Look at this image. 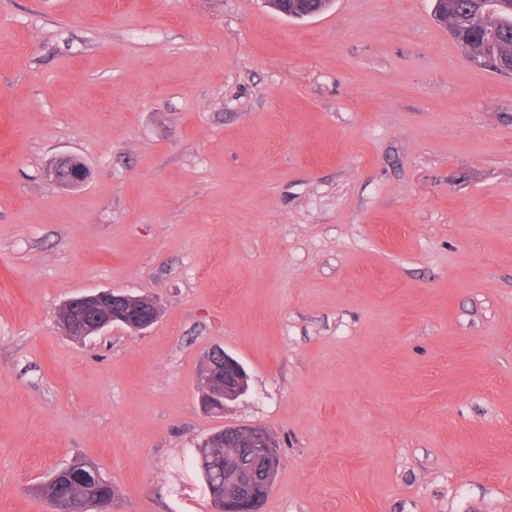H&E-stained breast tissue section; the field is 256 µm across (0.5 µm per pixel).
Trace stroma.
Listing matches in <instances>:
<instances>
[{
    "label": "stroma",
    "instance_id": "stroma-1",
    "mask_svg": "<svg viewBox=\"0 0 512 512\" xmlns=\"http://www.w3.org/2000/svg\"><path fill=\"white\" fill-rule=\"evenodd\" d=\"M97 288L157 322L72 340ZM225 426L278 443L263 512H512V75L432 0H0V512L77 457L114 512H212ZM314 6L308 7L303 0H266L272 9L278 13L296 20L309 18L327 11L334 0H314ZM55 178L65 185H77L87 178L85 164L78 159L65 158L55 168ZM224 368V378H212L206 384V388L215 391H224L215 394L205 391L201 394V404L205 410L214 413L224 411L226 401L236 400L248 390V377L242 365L221 348H213L206 354L202 369V380L209 379L214 372Z\"/></svg>",
    "mask_w": 512,
    "mask_h": 512
}]
</instances>
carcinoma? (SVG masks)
<instances>
[{"instance_id":"1","label":"carcinoma","mask_w":512,"mask_h":512,"mask_svg":"<svg viewBox=\"0 0 512 512\" xmlns=\"http://www.w3.org/2000/svg\"><path fill=\"white\" fill-rule=\"evenodd\" d=\"M484 0H443L433 10L437 23L448 29L466 58L481 56L485 67L499 73L512 68V3L485 13ZM469 16L474 24L469 29L458 25V17ZM238 459L222 448H206L194 467L210 485L224 484V478L236 471ZM90 463L74 458L70 464L54 471L47 480L34 486L33 493L55 512H95L94 504L117 497L112 482L105 476L98 481L82 479Z\"/></svg>"}]
</instances>
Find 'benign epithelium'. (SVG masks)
Segmentation results:
<instances>
[{
    "instance_id": "7a95c632",
    "label": "benign epithelium",
    "mask_w": 512,
    "mask_h": 512,
    "mask_svg": "<svg viewBox=\"0 0 512 512\" xmlns=\"http://www.w3.org/2000/svg\"><path fill=\"white\" fill-rule=\"evenodd\" d=\"M333 3L334 0H315L309 7L303 0H266L272 9L296 20L319 15ZM54 175L65 185H77L84 182L88 172L80 160L65 158L55 168ZM141 299L140 295L112 288L73 297L65 303L70 320L63 322L62 328L66 335L75 339L96 335L114 324L123 325L134 333L144 331L157 321L159 310L153 300L150 301L151 310L140 309ZM221 368L224 369V392L205 391L201 394V404L209 412H224V403L237 399L248 390L244 368L221 348H213L206 354L202 379H209ZM240 433L247 435V447L239 449V467L232 477L224 480V491L214 492L215 512H257V498L270 491L279 469L276 443L261 427H226L206 438L201 447L209 448L212 442L221 440L224 447L231 448L230 438Z\"/></svg>"
}]
</instances>
